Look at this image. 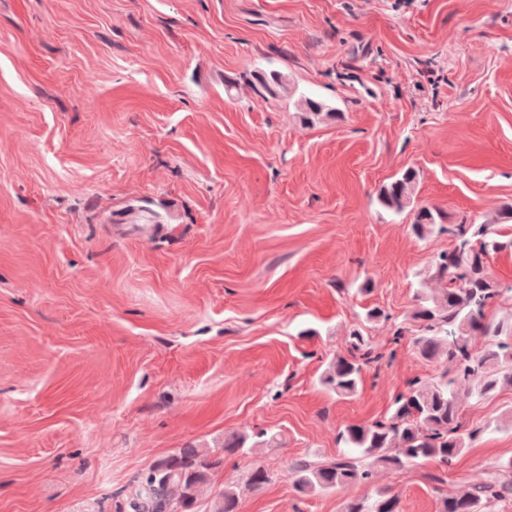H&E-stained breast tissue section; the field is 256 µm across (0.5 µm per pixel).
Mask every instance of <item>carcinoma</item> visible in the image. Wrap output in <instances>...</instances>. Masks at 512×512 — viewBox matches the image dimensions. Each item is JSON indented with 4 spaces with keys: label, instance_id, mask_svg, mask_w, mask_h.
Instances as JSON below:
<instances>
[{
    "label": "carcinoma",
    "instance_id": "obj_1",
    "mask_svg": "<svg viewBox=\"0 0 512 512\" xmlns=\"http://www.w3.org/2000/svg\"><path fill=\"white\" fill-rule=\"evenodd\" d=\"M249 83L260 94H277L284 87L281 75L253 71ZM326 105L311 98L302 100L301 119L312 125ZM419 174L407 168L379 190L380 203L396 212L413 205ZM411 229L423 239L435 232L448 233L454 247L440 253L428 278L437 288L420 286L408 318L420 325L413 338L416 353L426 361L444 360L452 372L429 379L416 378L393 401L383 421L349 425L337 434L344 451L332 462L320 464L300 460L290 465L295 490L310 496L356 484L370 483L380 470H400L425 460L448 467L477 440L488 426L463 428L457 404L458 392L480 400L495 392L512 389V316H499L502 305L512 300V283L495 279L488 269L490 258L512 253V233L493 224L449 221L436 207L415 209ZM481 336L477 350L472 339ZM348 355L331 359L320 375V383L339 397L356 395L362 384L363 366L382 359L369 337L354 328L345 335ZM267 432L241 433L214 447L188 444L168 457L163 469L152 468L142 481L137 512H191L198 488L224 467L226 459L247 451L250 437L266 444ZM271 481L262 466L252 467L244 485L260 489ZM512 500V459L472 482L460 495L444 496L437 512H494ZM239 490L227 485L219 492L210 512H239ZM343 512H398V498L389 490L378 491L370 502L355 499Z\"/></svg>",
    "mask_w": 512,
    "mask_h": 512
}]
</instances>
